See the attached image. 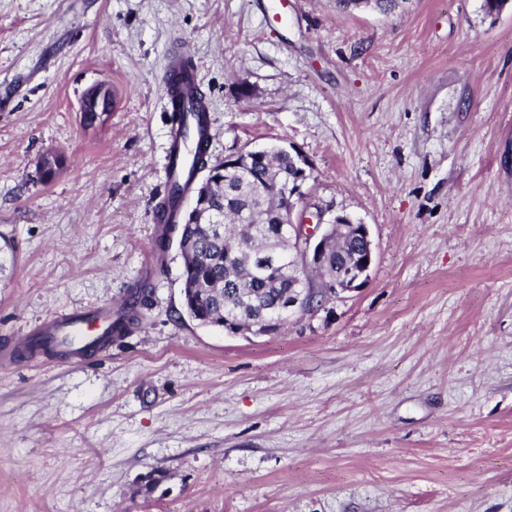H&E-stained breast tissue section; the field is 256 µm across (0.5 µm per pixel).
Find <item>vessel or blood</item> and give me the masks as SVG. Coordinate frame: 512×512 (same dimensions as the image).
Segmentation results:
<instances>
[{
    "mask_svg": "<svg viewBox=\"0 0 512 512\" xmlns=\"http://www.w3.org/2000/svg\"><path fill=\"white\" fill-rule=\"evenodd\" d=\"M185 58L183 50L169 51L165 71L167 105L175 116L166 158V183L177 186L184 199L192 194L195 184L191 150L199 142L201 129L211 126L207 103L190 98L199 78L196 67L186 65ZM111 321L112 310L108 307L73 311L46 320L33 328L28 338L59 346L78 360L82 347L101 336Z\"/></svg>",
    "mask_w": 512,
    "mask_h": 512,
    "instance_id": "obj_1",
    "label": "vessel or blood"
}]
</instances>
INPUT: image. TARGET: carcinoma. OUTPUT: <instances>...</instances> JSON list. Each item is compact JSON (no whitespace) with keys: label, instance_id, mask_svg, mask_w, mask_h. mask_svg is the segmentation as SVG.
I'll return each instance as SVG.
<instances>
[{"label":"carcinoma","instance_id":"1","mask_svg":"<svg viewBox=\"0 0 512 512\" xmlns=\"http://www.w3.org/2000/svg\"><path fill=\"white\" fill-rule=\"evenodd\" d=\"M208 145L207 140L198 144L192 166L195 172L206 168L214 172L203 211L168 225L178 231L184 268H194L186 277L187 286L194 288L189 304L220 329L227 317L247 320L264 311L280 331L290 317L282 308L288 299V279L269 276L265 269L273 263L288 264V245L280 236L288 217L273 188L293 181L298 169L293 157L279 150L264 163L251 162L241 180L234 171H223L224 164L210 163ZM150 297L147 288L131 291L116 321L86 353L124 335L140 310L148 307Z\"/></svg>","mask_w":512,"mask_h":512}]
</instances>
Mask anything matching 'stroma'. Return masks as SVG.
I'll return each instance as SVG.
<instances>
[{
    "label": "stroma",
    "instance_id": "1",
    "mask_svg": "<svg viewBox=\"0 0 512 512\" xmlns=\"http://www.w3.org/2000/svg\"><path fill=\"white\" fill-rule=\"evenodd\" d=\"M267 7L0 0V344L152 288L84 363L0 364V512H512V7ZM179 48L212 161L294 147L308 206L369 227L367 283L278 335L189 319L156 247ZM116 105V97L112 106V88L102 84H98L90 88L81 100L80 110L83 113L95 112L97 114V120L99 122L104 121L109 113L114 109ZM83 122L87 123L86 117L82 115Z\"/></svg>",
    "mask_w": 512,
    "mask_h": 512
}]
</instances>
